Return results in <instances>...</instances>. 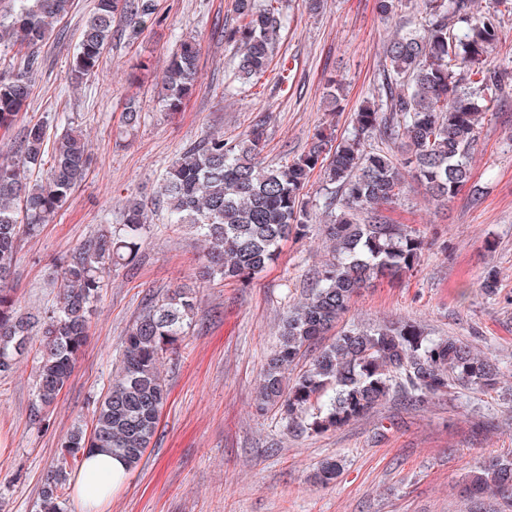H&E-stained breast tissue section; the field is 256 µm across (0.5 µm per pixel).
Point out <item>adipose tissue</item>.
Returning <instances> with one entry per match:
<instances>
[{"instance_id":"adipose-tissue-1","label":"adipose tissue","mask_w":512,"mask_h":512,"mask_svg":"<svg viewBox=\"0 0 512 512\" xmlns=\"http://www.w3.org/2000/svg\"><path fill=\"white\" fill-rule=\"evenodd\" d=\"M127 473V464L112 453L99 448L86 450L73 483L76 512H104L114 488Z\"/></svg>"}]
</instances>
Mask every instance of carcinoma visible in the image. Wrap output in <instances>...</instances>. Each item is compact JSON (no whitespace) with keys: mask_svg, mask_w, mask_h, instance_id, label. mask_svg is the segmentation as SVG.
I'll list each match as a JSON object with an SVG mask.
<instances>
[{"mask_svg":"<svg viewBox=\"0 0 512 512\" xmlns=\"http://www.w3.org/2000/svg\"><path fill=\"white\" fill-rule=\"evenodd\" d=\"M73 0H14L0 19V46L16 49L21 66L0 69V129L26 110L36 50ZM241 22L224 28L237 49L235 78L247 83L270 67L289 16L271 4L236 0ZM380 13L400 16L408 0H378ZM425 25L407 27L384 49L385 101L354 113L351 136L334 142L317 130L303 153L284 165L263 162L266 132L254 126L241 138L209 135L186 147L159 181L155 202L172 224H188L208 243L210 274L250 283L273 263L290 238L310 231L305 189L315 169L323 175V234L332 259L284 318L276 348L257 391V409L279 415L289 428L315 435L357 420L393 393L418 403L452 389L490 390L498 384L495 362L458 338L429 339L411 324L337 328L360 289L412 270L423 248L420 231L394 224L387 204L405 192L408 172L435 200H446L468 183L469 159L486 114L501 107L507 74L488 65L499 40L501 11L480 16L469 0H424ZM123 17L142 27L156 21L154 0H96L70 64L76 83L95 74ZM197 43L180 41L169 60L162 101L180 110L197 79ZM375 133L401 150H368ZM19 158L0 159V374L17 357L35 350V410L50 407L68 382L89 335L91 308L106 270L134 262L147 223L140 202L125 209L123 224L86 240L63 262L56 303L38 314L19 313L8 288L17 243L35 235L67 203L88 169L81 135L71 128L49 140L46 126L27 128ZM47 166L32 184L26 169ZM186 290L145 304L126 332L112 381L95 409L90 432L76 427L61 445L40 496V512H62L67 476L81 452L102 448L133 469L154 438L168 388L162 360L178 348L195 314ZM338 459L321 463L315 481L327 485L341 473ZM475 495L512 500V455L492 457L468 476Z\"/></svg>","mask_w":512,"mask_h":512,"instance_id":"1","label":"carcinoma"}]
</instances>
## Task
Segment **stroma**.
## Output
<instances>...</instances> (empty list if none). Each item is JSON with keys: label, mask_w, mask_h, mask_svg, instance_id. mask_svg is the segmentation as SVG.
<instances>
[{"label": "stroma", "mask_w": 512, "mask_h": 512, "mask_svg": "<svg viewBox=\"0 0 512 512\" xmlns=\"http://www.w3.org/2000/svg\"><path fill=\"white\" fill-rule=\"evenodd\" d=\"M236 0H155L157 22L137 30L112 25V44L97 74L71 84L70 60L96 0H74L41 48L28 106L0 156H13L28 126L55 131L68 115L88 144L85 181L37 236L23 239L9 282L22 312L57 299L60 262L98 231L120 223L130 198L155 195L182 149L206 135L233 139L253 125L267 133V164L292 160L327 119V84L343 83L336 135L345 137L364 101L383 96V50L395 32L377 0H282L291 21L267 72L234 82L235 50L225 25ZM200 45L198 81L180 111L165 110L160 82L181 37ZM149 63L140 72L139 63ZM134 104L139 121L125 124ZM469 183L448 202L408 182L389 210L419 229L426 245L402 281H379L354 299L346 326L405 322L432 338L456 336L496 358L497 389L461 390L410 403L394 396L340 430L311 436L257 413L256 388L278 325L311 286L328 253L318 232L289 239L249 284L202 276L206 247L193 229L169 223L156 207L140 240L137 263L116 266L93 307L89 339L55 404L34 412L35 360L20 358L0 376V512H37L42 486L64 438L90 429L122 355L125 333L147 300L193 287L199 309L162 372L169 397L141 463L112 494L107 512H493L469 497L465 477L479 462L512 453V94L489 113L470 159ZM496 273L497 292L481 289ZM341 460L333 484L313 475Z\"/></svg>", "instance_id": "stroma-1"}]
</instances>
